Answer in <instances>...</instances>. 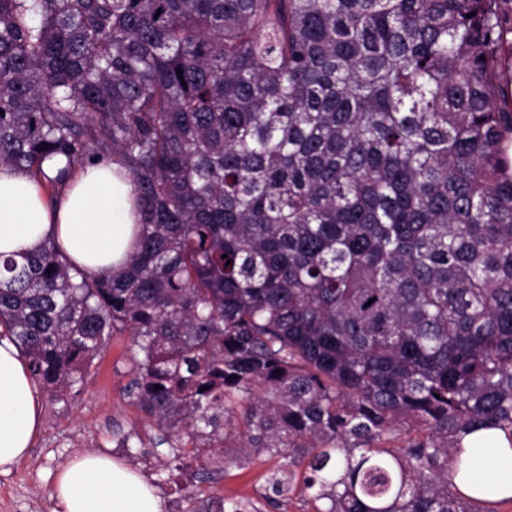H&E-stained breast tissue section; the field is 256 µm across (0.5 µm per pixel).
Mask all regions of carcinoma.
Here are the masks:
<instances>
[{
    "mask_svg": "<svg viewBox=\"0 0 512 512\" xmlns=\"http://www.w3.org/2000/svg\"><path fill=\"white\" fill-rule=\"evenodd\" d=\"M511 144L512 0H0V164L110 159L143 217L116 272L5 260L0 336L64 397L128 333L175 468L265 455L278 512H488L449 470L512 442Z\"/></svg>",
    "mask_w": 512,
    "mask_h": 512,
    "instance_id": "cac0c4a2",
    "label": "carcinoma"
}]
</instances>
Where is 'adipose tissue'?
<instances>
[{"label": "adipose tissue", "mask_w": 512, "mask_h": 512, "mask_svg": "<svg viewBox=\"0 0 512 512\" xmlns=\"http://www.w3.org/2000/svg\"><path fill=\"white\" fill-rule=\"evenodd\" d=\"M140 224L137 191L118 164L76 170L55 203L42 180L0 167V260L51 241L74 264L102 274L127 261ZM41 428L40 389L18 348L1 337L0 470L27 455ZM463 455L492 462L489 472L470 468L453 475L464 495L490 504L512 498V441L504 432L470 434ZM53 494L58 512H163L161 498L137 472L98 452L75 457L59 473Z\"/></svg>", "instance_id": "adipose-tissue-1"}]
</instances>
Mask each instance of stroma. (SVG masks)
<instances>
[{"instance_id": "35a3bbf8", "label": "stroma", "mask_w": 512, "mask_h": 512, "mask_svg": "<svg viewBox=\"0 0 512 512\" xmlns=\"http://www.w3.org/2000/svg\"><path fill=\"white\" fill-rule=\"evenodd\" d=\"M133 350L126 335L111 336L80 392L58 398L42 394V430L28 455L0 473V512H56L52 489L57 474L76 454L101 452L140 470L160 495L164 512H193L210 498L260 503L275 464L250 457L201 481L169 478L170 448L161 430L128 391Z\"/></svg>"}]
</instances>
